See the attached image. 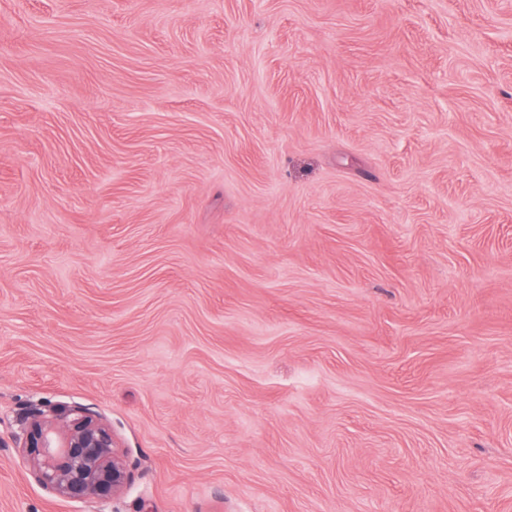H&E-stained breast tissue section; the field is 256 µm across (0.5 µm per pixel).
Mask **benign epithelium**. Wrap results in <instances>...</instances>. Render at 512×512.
<instances>
[{
    "mask_svg": "<svg viewBox=\"0 0 512 512\" xmlns=\"http://www.w3.org/2000/svg\"><path fill=\"white\" fill-rule=\"evenodd\" d=\"M15 439L33 480L61 500L107 503L130 485L112 429L86 408L35 407Z\"/></svg>",
    "mask_w": 512,
    "mask_h": 512,
    "instance_id": "1",
    "label": "benign epithelium"
}]
</instances>
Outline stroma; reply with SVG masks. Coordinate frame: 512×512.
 <instances>
[{"label": "stroma", "mask_w": 512, "mask_h": 512, "mask_svg": "<svg viewBox=\"0 0 512 512\" xmlns=\"http://www.w3.org/2000/svg\"><path fill=\"white\" fill-rule=\"evenodd\" d=\"M0 512H512V0H0ZM15 439L33 480L61 500L107 503L130 485L112 429L86 408H32Z\"/></svg>", "instance_id": "1"}]
</instances>
